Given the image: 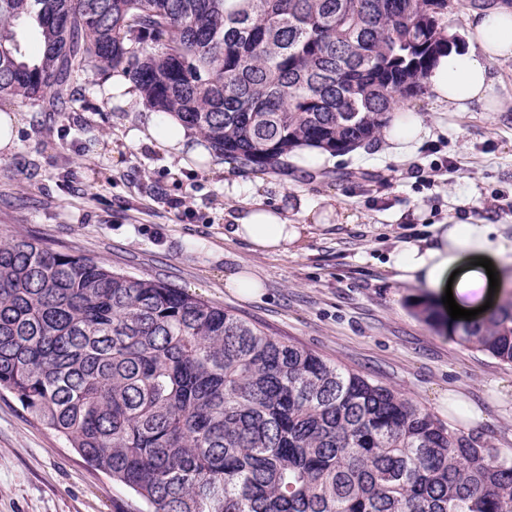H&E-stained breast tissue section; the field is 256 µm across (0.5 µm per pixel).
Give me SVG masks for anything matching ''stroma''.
<instances>
[{
	"label": "stroma",
	"mask_w": 512,
	"mask_h": 512,
	"mask_svg": "<svg viewBox=\"0 0 512 512\" xmlns=\"http://www.w3.org/2000/svg\"><path fill=\"white\" fill-rule=\"evenodd\" d=\"M500 112H447L430 96L408 105L430 127L410 156L379 145L313 168H243L194 145L176 156L129 139L152 111L124 107L99 85L75 82L76 112H44L14 100L18 144L0 156V235L20 232L132 275H149L235 311L290 342L401 392L466 436L512 455V365L428 325L412 310L425 289L388 257L431 235L450 213L500 225L512 241V62L497 66ZM443 158L454 166L434 172ZM235 179L240 198L224 193ZM260 199L306 225L285 253H258L224 233L241 201ZM349 224H314L327 208ZM262 281L246 299L226 288L242 269ZM126 488L87 465L17 398L0 391V512H138Z\"/></svg>",
	"instance_id": "35a3bbf8"
}]
</instances>
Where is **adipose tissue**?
<instances>
[{
  "label": "adipose tissue",
  "instance_id": "obj_1",
  "mask_svg": "<svg viewBox=\"0 0 512 512\" xmlns=\"http://www.w3.org/2000/svg\"><path fill=\"white\" fill-rule=\"evenodd\" d=\"M464 43L449 55L440 57L428 77L429 91L437 106L453 112H468L480 107L498 111L495 94L498 77L495 64L512 61V0L468 13L464 18ZM430 134L417 113H409L407 124L391 122L381 137L392 157L411 152ZM230 236L247 243L252 251L285 252L302 238L286 211L259 202L244 203ZM495 263L498 280L512 279V242L499 227L469 216L452 217L432 227L430 239L409 244L392 253L391 265L420 286L437 290L451 287L458 305L475 309L489 297L486 272L474 268L475 260Z\"/></svg>",
  "mask_w": 512,
  "mask_h": 512
}]
</instances>
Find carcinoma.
<instances>
[{"label": "carcinoma", "mask_w": 512, "mask_h": 512, "mask_svg": "<svg viewBox=\"0 0 512 512\" xmlns=\"http://www.w3.org/2000/svg\"><path fill=\"white\" fill-rule=\"evenodd\" d=\"M448 0H0V99L124 73L219 155L377 139L458 45ZM42 54L30 60L26 33ZM456 329L512 364V292ZM0 390L144 512H512V457L145 275L0 236Z\"/></svg>", "instance_id": "obj_1"}]
</instances>
